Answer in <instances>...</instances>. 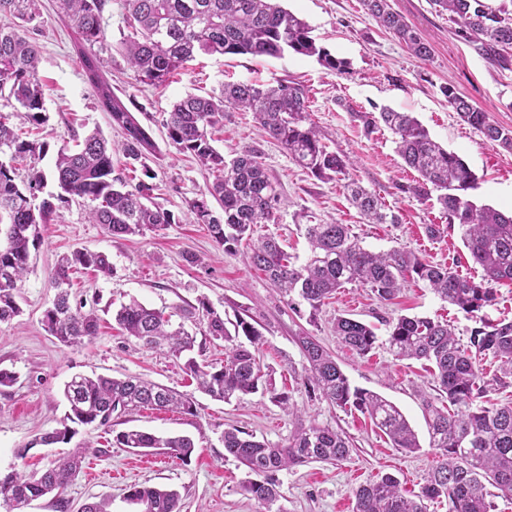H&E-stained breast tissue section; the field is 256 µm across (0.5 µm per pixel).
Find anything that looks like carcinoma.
<instances>
[{"mask_svg":"<svg viewBox=\"0 0 512 512\" xmlns=\"http://www.w3.org/2000/svg\"><path fill=\"white\" fill-rule=\"evenodd\" d=\"M364 10L385 31L405 43L412 54L426 60L430 47L403 16L392 10L389 0H361ZM457 25V35L494 68L512 71V22L484 0H434ZM125 31L114 46L107 44V20L112 0H58V11L77 35L78 53L87 80L94 87L101 108L112 125L123 133L120 152L129 161L140 162L155 152L156 145L123 101L112 93L102 73L101 54L115 49L123 56L136 81L162 84L184 69L198 54L279 57L288 51L314 57L325 69L342 73L347 62L319 45L308 24L282 8L276 0H123ZM18 20L13 27L0 25V98L12 111H0V324L18 316L20 284L29 268L31 250L41 243L40 225L48 224L57 210L79 198L88 201L87 218L114 237L141 235L180 222L179 217L153 201L155 175L142 166V177L131 183L113 175L114 148L100 132L82 138L72 135L77 149L62 144L56 153L54 175L60 192L44 198L46 174L30 165L27 178L16 181L18 166L47 152L48 144L32 139L29 131L47 122L45 99L48 86L39 76L40 51L29 33L39 32V0H0V16ZM448 104L460 119L478 130L492 146L512 150V128L489 120L486 113L460 96L453 84L441 87ZM253 113L259 128L288 156L313 176L346 180L352 205L368 224H397L399 217L387 211L375 193L349 178L347 156L328 150L310 121L306 87L292 79L274 85L227 82L217 93L189 95L173 104L164 120L168 144L189 154L212 177L205 191L187 203L186 216L207 226L222 250H231L249 239L256 224L277 223L279 195L260 156L244 150L227 160L214 145L212 130L224 123L226 108ZM17 115L21 127L9 123ZM369 137L386 127L393 135L396 152L404 164L418 173L414 183L400 191L420 201L437 193V203L448 224L462 229V242L483 271L476 282L458 272L420 258L403 248L373 252L350 233L346 224H307L304 234L310 254L298 265L290 260L273 236L249 244L251 262L271 285L289 297L298 295L313 312L345 287L355 284L370 290L381 302L395 300L405 275L414 273L441 299L467 314L493 305L496 285L512 283V214L478 206L467 193L477 178L465 161L434 141L428 130L410 112L383 108L380 112H351ZM214 199L221 212L212 209ZM93 270L112 274L108 257L101 252L75 250L58 260L50 287L54 299L41 319L44 330L66 346L82 345L99 332L95 309L82 310L70 301L72 275ZM180 322L172 323L163 312L133 300L121 306L115 321L127 335L148 348L167 349L180 358L195 348L196 336L187 323L207 320L211 341H223L220 365L186 359L184 370L202 393L219 401L254 394L267 385L259 358L262 333L244 318L228 328L224 316L204 298L198 305L179 308ZM390 350L400 359L428 362L431 384L448 407L426 403L429 413L430 447L436 450L421 494L409 497L390 474L353 491V512H426L424 499H443L448 512H491L487 486L512 496V402L490 407L477 403L482 397L486 373L482 357L500 363V375L512 377V321L480 320L462 344L448 322L428 317L401 315L386 322ZM339 342L365 355L377 341L375 328L357 319L339 316L335 322ZM244 336L250 346L238 341ZM306 361L305 382L312 391L339 408H354L369 416L391 440L393 447L413 453L421 448L417 434L400 409L381 395L353 388L336 358L313 336L299 337ZM68 405L67 423L19 449L26 457L35 444H67L76 435L68 423L107 426L113 415L151 407L194 414L193 396L179 393L138 377L124 379L74 375L64 385ZM121 448H168L180 460L191 459L194 442L186 436L159 437L141 429H128L115 437ZM225 454L245 466L254 478L244 486L247 494L265 512L279 500L276 474L294 465L310 462L336 464L347 460L352 444L336 429L318 423L300 425L279 446L255 439L232 427L222 436ZM85 449L75 448L41 473L12 469L0 473V507L5 512H23L30 503L51 495L60 512H66L65 488L81 470ZM127 500L139 512H181L179 495L173 490L137 485Z\"/></svg>","mask_w":512,"mask_h":512,"instance_id":"cac0c4a2","label":"carcinoma"}]
</instances>
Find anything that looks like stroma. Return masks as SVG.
I'll return each instance as SVG.
<instances>
[{
	"label": "stroma",
	"instance_id": "1",
	"mask_svg": "<svg viewBox=\"0 0 512 512\" xmlns=\"http://www.w3.org/2000/svg\"><path fill=\"white\" fill-rule=\"evenodd\" d=\"M283 8L304 19L317 42L347 61L345 73H333L313 57L284 53L279 57L199 55L187 62L184 74L154 87L137 84L120 54L107 58L106 77L113 92L143 126L149 128L157 154L145 163L155 175L157 201L183 214L210 180L190 155L169 146L161 121L174 102L190 94L205 96L226 82L268 84L283 78L301 81L308 90L310 119L329 150L346 154L350 176L376 193L398 214L396 224H367L350 206L340 180L319 179L295 164L288 154L258 130L252 113L227 108L224 125L214 133L225 157L250 148L261 157L281 202L278 221L259 224L255 236L274 234L282 248L305 260V225L328 220L349 225L364 246L374 252L405 248L435 264L455 268L461 275L479 277L481 270L461 240L459 227H446L436 201L421 202L401 190L416 173L398 156L393 136L380 130L365 136L350 109L376 112L390 107L410 112L431 137L460 156L478 177L470 196L477 205L512 212V151L487 143L480 132L462 122L441 92L454 84L459 94L486 112L490 121L512 127V71L494 69L456 35L457 26L431 0H390L418 35L432 48L430 60L414 57L406 45L380 28L360 0H280ZM43 26L36 40L41 47L39 74L49 86L45 100L47 123L37 130L50 152L38 166L53 173L55 148L72 134L100 130L112 142L123 139L88 84L75 48V34L63 22L54 0H42ZM430 224L445 228L440 237L426 233ZM74 250L108 256L113 273L102 276L84 270L73 276L75 302L97 305L101 326L91 343L60 344L41 325L53 298L50 279L59 255ZM246 246L218 249L206 225L183 222L157 232L112 237L98 224L88 223L83 203L74 201L42 228L40 245L31 252L29 271L17 301L22 309L12 321L0 324V369L14 374L0 386V470L41 471L64 457L71 447L86 452L83 468L63 497L69 512L103 497L112 512H136L127 501L130 487L150 485L176 490L181 512H260L244 490L246 468L224 453L225 429L238 427L257 440L285 444L302 424L332 426L349 437L353 450L341 463H311L278 472V512H352L353 491L361 484L390 473L408 495L418 494L434 463L429 446L426 402L438 393L428 383L423 364L396 358L386 341L387 320L400 315L444 318L460 342H467L479 324L478 316L441 301L427 284L407 278L394 303L380 302L364 288L346 285L319 312L298 297L282 296L264 273L246 258ZM200 256L188 263L186 254ZM206 298L227 319L247 312L262 332L261 363L276 391L287 393L290 410L269 394L255 393L231 402L198 393L182 361L160 350L143 347L123 335L112 313L137 300L168 312ZM346 315L375 326L379 340L367 355L339 343L334 332L338 316ZM315 337L336 358L352 387L380 394L394 403L415 430L422 450L408 454L394 448L372 421L356 410L329 404L304 382L305 360L297 344L301 335ZM102 374L141 377L195 395V414L139 408L113 418L111 426L79 427L70 444H57L41 453L17 458L16 452L35 437L59 428L67 405L63 385L73 375ZM140 428L158 435H186L196 450L184 463L163 450L140 453L117 447L120 431Z\"/></svg>",
	"mask_w": 512,
	"mask_h": 512
}]
</instances>
